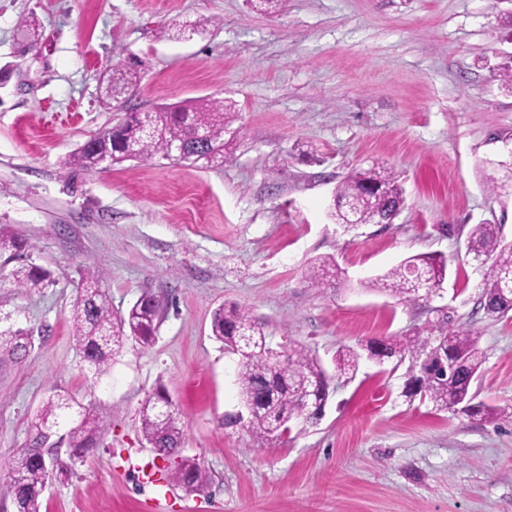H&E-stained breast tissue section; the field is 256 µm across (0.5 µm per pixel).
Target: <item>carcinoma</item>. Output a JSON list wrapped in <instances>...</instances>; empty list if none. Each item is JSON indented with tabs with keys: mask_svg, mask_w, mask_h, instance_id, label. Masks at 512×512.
<instances>
[{
	"mask_svg": "<svg viewBox=\"0 0 512 512\" xmlns=\"http://www.w3.org/2000/svg\"><path fill=\"white\" fill-rule=\"evenodd\" d=\"M21 27L29 47L39 44L41 33L34 17L24 18ZM141 79L140 70L134 66L116 64L112 70L104 71L100 76L102 104L119 103L107 91L109 85L121 88L130 96ZM229 119L224 99L214 97L184 101L152 112H127L121 122L80 146L69 156L66 165L73 170L89 171L109 169L129 160L145 163L158 156L167 159L170 144L177 141L183 144L190 164L214 167L224 163L227 155L228 141L224 135ZM336 196L340 201L356 203L363 224L372 223L404 204L398 176L380 163L353 171L337 187ZM498 234L495 224H475L469 230V250L474 258L491 260L490 271L482 284L480 306L494 317L512 311V244L501 243ZM416 271L427 272L432 283L440 286L446 277L447 260L432 254L411 256L386 273L362 282V286L416 302L422 287L413 278ZM341 275L335 259L322 257L310 267L307 278L313 287L325 288ZM11 276L15 287L28 289L44 287L49 278L45 270L33 264L14 270ZM160 316V302L149 293L142 295L125 313L113 310L103 274L89 271L74 302L71 318L76 344L84 360L95 375L102 376L110 371L112 361L128 340L143 345L154 341ZM211 332L224 344L225 350L238 356L239 394L242 404L256 409L249 428L258 442L280 438L288 431V421L304 404L324 399L313 393L314 383L326 376L318 358L307 347L295 345L288 348L287 359L280 360L269 347L261 323L248 308L238 305L218 308L212 318ZM31 346L32 336L27 331L0 333L1 359L6 357L17 362ZM367 351L400 361L408 356L415 359L411 383L438 406L448 409L466 402L468 416L489 414V408L472 403L470 395L472 378L478 376L483 364L472 331L450 329L430 348L416 336L375 338L367 345ZM443 354L455 356L458 361L455 371H448V365L440 361ZM358 360L359 354L349 347L337 350L336 376L354 375ZM72 409L67 397L56 394L48 398L36 422L31 447L14 457L5 494L13 500L16 512H40L41 499L52 474L43 450L46 436L42 430L56 425ZM105 427L103 419L92 410L79 411L75 425L67 433L72 454L79 456L93 447ZM141 432L161 456L174 455L180 448L182 432L176 415L163 420L146 405L141 412ZM174 479L187 488H196L208 480V474L199 464L184 462Z\"/></svg>",
	"mask_w": 512,
	"mask_h": 512,
	"instance_id": "obj_1",
	"label": "carcinoma"
}]
</instances>
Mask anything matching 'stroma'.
<instances>
[{
    "label": "stroma",
    "instance_id": "1",
    "mask_svg": "<svg viewBox=\"0 0 512 512\" xmlns=\"http://www.w3.org/2000/svg\"><path fill=\"white\" fill-rule=\"evenodd\" d=\"M31 14L44 33L36 52L18 32ZM185 21L202 32L161 37ZM510 53L512 0H284L274 14L247 0H0V231L18 243L0 251V331L34 337L21 362H0V483L42 402L60 394L107 428L74 459L66 424L54 427L41 512H512V417L440 408L410 393V361L365 357L355 378L332 381L320 420H291L260 445L231 420L237 358L211 335L214 311L238 304L274 349L304 345L328 367L343 346L468 328L485 357L475 402L512 407V315L485 314L489 266L467 252L475 224L512 242V173L497 141L512 133L498 71ZM133 61L139 110L235 102L224 165L64 167L122 119L100 104L98 75ZM375 161L399 175L404 207L387 225L336 224L337 185ZM417 254L448 260L431 300L361 288ZM320 256L346 283L311 286ZM29 262L50 272L47 287L13 286ZM91 270L114 310L146 292L163 306L154 343H128L99 379L69 319ZM159 386L183 432L164 458L140 430ZM186 460L207 471L204 486L173 480Z\"/></svg>",
    "mask_w": 512,
    "mask_h": 512
}]
</instances>
